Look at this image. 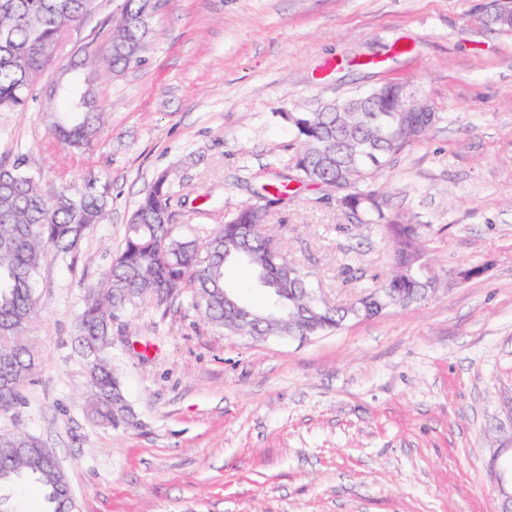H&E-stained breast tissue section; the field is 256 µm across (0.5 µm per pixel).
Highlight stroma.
I'll list each match as a JSON object with an SVG mask.
<instances>
[{"mask_svg":"<svg viewBox=\"0 0 512 512\" xmlns=\"http://www.w3.org/2000/svg\"><path fill=\"white\" fill-rule=\"evenodd\" d=\"M121 7L98 0L35 100L0 112V161L25 157L47 194L112 184L75 260L43 255L37 369L0 434L51 449L80 512H512V29L483 0H160L141 62L95 82L105 129L75 151L50 86ZM389 84L436 115L373 183L418 227L436 293L307 341L225 334L188 288L125 310L110 359L134 423L96 424L75 322L156 177L181 200L174 234L205 238L292 163L288 114ZM266 221L335 305L394 263L322 187L290 183Z\"/></svg>","mask_w":512,"mask_h":512,"instance_id":"stroma-1","label":"stroma"}]
</instances>
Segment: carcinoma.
I'll return each instance as SVG.
<instances>
[{
	"label": "carcinoma",
	"mask_w": 512,
	"mask_h": 512,
	"mask_svg": "<svg viewBox=\"0 0 512 512\" xmlns=\"http://www.w3.org/2000/svg\"><path fill=\"white\" fill-rule=\"evenodd\" d=\"M90 0H0V112L19 111L35 99V84L56 62L63 39ZM152 0H123L101 49L85 56L79 70L90 79L141 61ZM395 119L363 112L360 97L322 106L314 112L288 114L299 140L293 164L296 176L280 175L279 183L256 196L260 205L243 207L202 242L172 232L174 194L168 176H158L133 211L122 249L116 254L104 286L91 288L76 325V342L87 360L91 396L88 410L101 425L128 426L134 415L108 357L117 313L140 304L163 307L183 288L194 290L204 317L224 332L240 336H322L352 318L346 307L325 308L310 295L311 284L287 260L275 238L266 234L260 217L280 203L293 180L336 191L338 202L364 214L360 224H378L395 249V263L384 287L401 306L426 296L420 267L419 235L398 215H386L368 186L388 158L425 133L418 129L423 113L412 112L399 86ZM78 79L60 90V112L52 128L74 149L91 146L101 131L102 112L92 97H83ZM112 204V184L94 179L81 190L49 196L40 178L21 156L0 162V408L22 403L21 390L36 364L25 333L38 314L35 283L45 249L61 257L77 253L90 228L102 224ZM250 266L269 304L247 305L224 283L226 266ZM54 453L22 431L0 434V488L24 479L41 485L46 512H66L71 486Z\"/></svg>",
	"instance_id": "cac0c4a2"
}]
</instances>
